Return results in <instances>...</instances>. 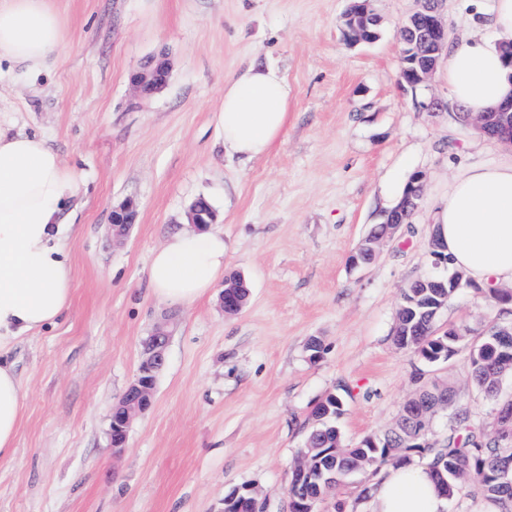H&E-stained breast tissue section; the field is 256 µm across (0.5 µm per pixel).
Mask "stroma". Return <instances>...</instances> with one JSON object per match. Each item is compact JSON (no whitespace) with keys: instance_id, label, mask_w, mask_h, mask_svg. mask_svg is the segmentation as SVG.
Returning a JSON list of instances; mask_svg holds the SVG:
<instances>
[{"instance_id":"35a3bbf8","label":"stroma","mask_w":512,"mask_h":512,"mask_svg":"<svg viewBox=\"0 0 512 512\" xmlns=\"http://www.w3.org/2000/svg\"><path fill=\"white\" fill-rule=\"evenodd\" d=\"M67 49L30 72L0 63V130L44 137L83 180L68 212L73 276L62 320L5 354L25 390L14 458L0 462V512H224L250 485L265 512H288L290 465L328 394L353 446L396 421L425 382L489 424L493 404L459 353L429 365L392 341L399 292L428 272L432 217L462 162L496 159L474 129L414 105L398 82L399 26L417 0H374L380 37L341 32L349 0H49ZM167 58L169 84L136 93L131 75ZM276 66L288 120L265 155H225L214 123L224 84L247 63ZM424 172L421 206L374 261L349 255ZM207 198L230 245L228 272L251 289L225 315L223 283L190 305L157 298L152 253ZM139 219L112 239L124 200ZM512 307L463 288L438 325L482 332ZM169 333L155 403L112 452L109 415L157 325ZM319 339V360L306 345Z\"/></svg>"}]
</instances>
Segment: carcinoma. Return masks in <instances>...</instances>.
<instances>
[{
  "mask_svg": "<svg viewBox=\"0 0 512 512\" xmlns=\"http://www.w3.org/2000/svg\"><path fill=\"white\" fill-rule=\"evenodd\" d=\"M414 67L408 47L400 42L399 84L407 87L410 81L409 69ZM423 196V188L410 177L406 182L401 198L405 207L392 214L393 221L400 224L413 223ZM429 277H417L401 288L399 307L403 309L405 320L395 325L393 342L402 339L406 331H411L412 349L422 360H427L430 352L437 350V341L448 346L449 356L466 350L472 384L486 398L500 405L512 407V399H500V383L512 375V348L501 347L496 343V334L502 327L497 323L483 336L469 341V333L461 326L448 328V334H435L438 317L448 305V300L435 297L438 290L426 287ZM226 295L234 298L241 307L249 297V287L242 276L232 274L225 279ZM453 397L455 390L444 381H436L417 389L403 406L414 412L427 411V421L439 412L442 396ZM323 418L315 423L309 432L303 451L311 462L309 477L289 481L288 492L299 500L311 499L312 512H319L325 495L322 482L334 480L341 486L351 474L363 476L364 483L360 496L371 497L375 487L373 478L385 465L399 467L412 463L415 453L428 457L443 495L453 500L464 486L472 488L474 496L488 503L490 512H512V422L499 414L494 415L492 430H486L475 422L465 407L456 409L453 425L448 437L440 446L428 442L427 435L421 433L420 423L412 418L398 419L395 427L383 435H368L360 443L349 448L345 446L342 434L336 425L341 414L342 401L331 393L321 401Z\"/></svg>",
  "mask_w": 512,
  "mask_h": 512,
  "instance_id": "cac0c4a2",
  "label": "carcinoma"
}]
</instances>
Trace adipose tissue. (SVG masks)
I'll return each instance as SVG.
<instances>
[{
    "label": "adipose tissue",
    "instance_id": "ef3b65f1",
    "mask_svg": "<svg viewBox=\"0 0 512 512\" xmlns=\"http://www.w3.org/2000/svg\"><path fill=\"white\" fill-rule=\"evenodd\" d=\"M478 25L492 38L460 34L448 43L451 101L467 112L493 110L512 97V68L501 57L512 42V0H494ZM67 45L46 0H0V60L35 69ZM288 82L277 69L249 63L224 84L214 114L226 153L249 161L267 153L288 118ZM82 182L45 139L0 131V350L56 324L72 297L63 216ZM434 234L454 268L475 282L512 284V157L468 163L448 185ZM229 247L219 233L172 235L152 254L148 282L155 296L188 305L225 272ZM25 392L12 363L0 361V461L14 457ZM378 512H445L429 466L390 469L374 494Z\"/></svg>",
    "mask_w": 512,
    "mask_h": 512
}]
</instances>
